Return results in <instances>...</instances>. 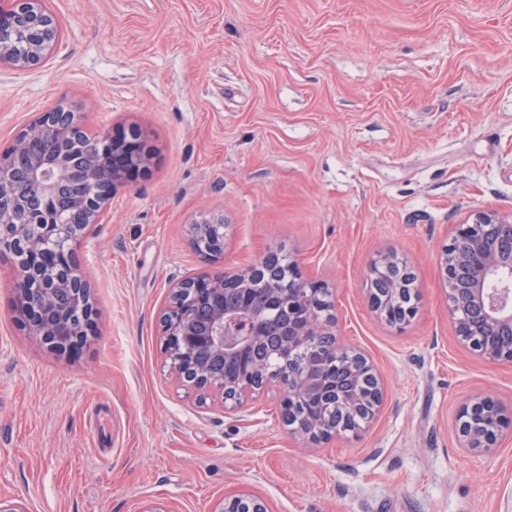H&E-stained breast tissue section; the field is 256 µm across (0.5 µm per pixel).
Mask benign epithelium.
<instances>
[{
  "instance_id": "benign-epithelium-1",
  "label": "benign epithelium",
  "mask_w": 512,
  "mask_h": 512,
  "mask_svg": "<svg viewBox=\"0 0 512 512\" xmlns=\"http://www.w3.org/2000/svg\"><path fill=\"white\" fill-rule=\"evenodd\" d=\"M59 28L43 0H13L0 8V67L17 71L34 69L57 48ZM23 42L27 53L17 57L13 43ZM76 121L62 105L52 103L22 129L8 151L0 153V247L24 252L25 263L15 279L17 308L41 341L55 350L72 349L83 341L91 324L90 289L76 258L79 246L95 237L111 193L128 184L131 173L144 169L151 153L133 127L128 139L100 133L88 143L74 136ZM98 186L99 197L85 191ZM26 196L27 214L15 221L14 199ZM191 242L206 258L224 254L223 219L211 215L190 225ZM275 262L265 254L237 273L217 270L195 280L170 285L168 300L159 317L163 348L176 381L203 393L216 392L224 410L233 413L245 400L280 381L260 377L252 361L265 331L252 315L253 282ZM448 286L450 314L459 340L482 359L512 362V342L496 346L484 339L488 327L512 336V215L495 211L474 214L459 224L441 259ZM404 269L387 252L368 269L366 298L371 309L387 324L403 327L414 318L413 299L400 293L384 295L376 284ZM293 287L279 294L271 289L269 301L288 309L290 321L274 344L288 362V387L281 388L280 409L291 433L316 446L343 434H355L372 422L383 401V386L375 364L362 352L350 349L347 364H338L336 388L329 400L345 410L364 406L366 418L357 428L334 424L312 405L320 394L319 379L309 369L297 367V345L317 347L323 337L335 335V324L322 318L315 304L330 303L331 293L320 281L302 276L298 265L288 264ZM218 362L236 359L244 367L238 377L215 376L201 355ZM461 447L474 452L494 450L512 416L492 397L478 396L457 415ZM213 512H269L267 502L247 490L217 501Z\"/></svg>"
}]
</instances>
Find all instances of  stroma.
Segmentation results:
<instances>
[{
  "instance_id": "stroma-1",
  "label": "stroma",
  "mask_w": 512,
  "mask_h": 512,
  "mask_svg": "<svg viewBox=\"0 0 512 512\" xmlns=\"http://www.w3.org/2000/svg\"><path fill=\"white\" fill-rule=\"evenodd\" d=\"M61 40L0 68V151L50 104L90 133L141 129L151 163L79 252L94 323L75 350L20 320L0 258V497L30 512H212L247 490L271 512H512V427L489 453L455 416L512 407V364L464 349L441 256L457 224L512 214V0H45ZM224 219V255L189 226ZM274 252L332 293L339 343L378 367L359 435L308 448L277 388L225 415L179 386L159 315L171 281ZM390 252L415 275L398 329L364 292Z\"/></svg>"
}]
</instances>
